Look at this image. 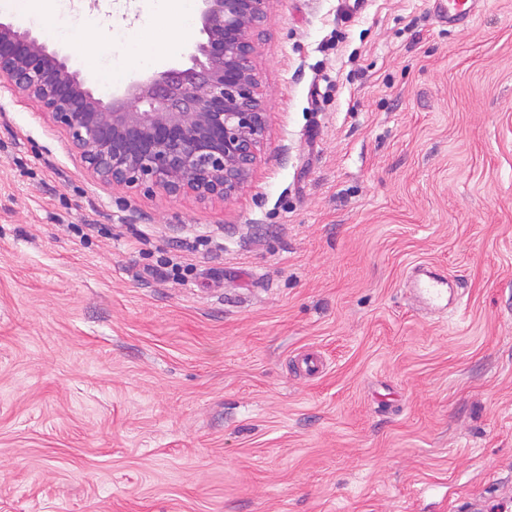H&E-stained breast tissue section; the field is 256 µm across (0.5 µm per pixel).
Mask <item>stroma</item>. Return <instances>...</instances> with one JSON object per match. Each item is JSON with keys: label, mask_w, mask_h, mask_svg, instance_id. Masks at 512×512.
Returning a JSON list of instances; mask_svg holds the SVG:
<instances>
[{"label": "stroma", "mask_w": 512, "mask_h": 512, "mask_svg": "<svg viewBox=\"0 0 512 512\" xmlns=\"http://www.w3.org/2000/svg\"><path fill=\"white\" fill-rule=\"evenodd\" d=\"M96 38L49 46L148 77ZM255 44L225 202L101 184L0 93V512H512V0H271ZM447 2V3H445ZM479 0H440V12L448 26L471 21L477 12ZM426 276L427 279L417 280V287L421 289V293L429 302L441 301L445 293L448 294L447 281L442 277Z\"/></svg>", "instance_id": "1"}]
</instances>
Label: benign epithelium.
<instances>
[{
  "instance_id": "7a95c632",
  "label": "benign epithelium",
  "mask_w": 512,
  "mask_h": 512,
  "mask_svg": "<svg viewBox=\"0 0 512 512\" xmlns=\"http://www.w3.org/2000/svg\"><path fill=\"white\" fill-rule=\"evenodd\" d=\"M269 2L202 0L204 40L188 47L190 66L109 102L68 56L0 22V87L38 104L100 182L224 202L248 180L266 133L252 55Z\"/></svg>"
}]
</instances>
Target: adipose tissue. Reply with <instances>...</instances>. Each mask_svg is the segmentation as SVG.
<instances>
[{
  "label": "adipose tissue",
  "instance_id": "ef3b65f1",
  "mask_svg": "<svg viewBox=\"0 0 512 512\" xmlns=\"http://www.w3.org/2000/svg\"><path fill=\"white\" fill-rule=\"evenodd\" d=\"M130 10L139 11V20L148 25H165L170 30L164 51H141L138 65L144 69L156 66L164 55L175 52L183 33L190 25V17L182 10L181 0H131ZM23 16L43 33L54 39H69L72 33L96 31L105 27L104 18L84 8L81 0H25Z\"/></svg>",
  "mask_w": 512,
  "mask_h": 512
}]
</instances>
